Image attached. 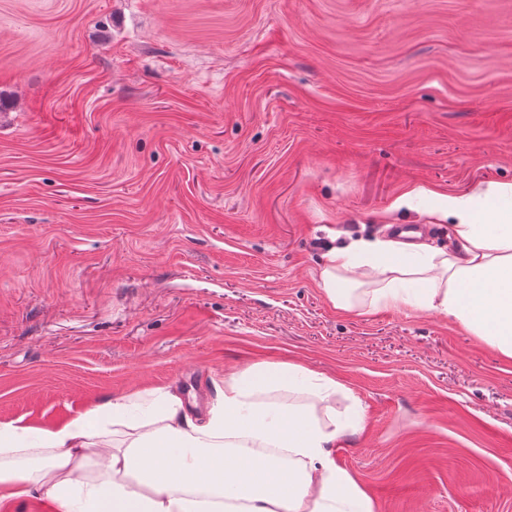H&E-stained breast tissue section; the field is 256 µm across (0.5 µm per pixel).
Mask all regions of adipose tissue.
Returning <instances> with one entry per match:
<instances>
[{
    "label": "adipose tissue",
    "mask_w": 512,
    "mask_h": 512,
    "mask_svg": "<svg viewBox=\"0 0 512 512\" xmlns=\"http://www.w3.org/2000/svg\"><path fill=\"white\" fill-rule=\"evenodd\" d=\"M447 248L360 238L323 256L336 310L402 307L447 316L512 360V184L438 198ZM201 415L165 388L109 399L53 428L0 422V512L32 495L51 512H376L334 463L364 410L337 415L336 378L255 363L215 383ZM99 472L82 478L89 463Z\"/></svg>",
    "instance_id": "obj_1"
}]
</instances>
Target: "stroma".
Returning <instances> with one entry per match:
<instances>
[{"instance_id": "stroma-1", "label": "stroma", "mask_w": 512, "mask_h": 512, "mask_svg": "<svg viewBox=\"0 0 512 512\" xmlns=\"http://www.w3.org/2000/svg\"><path fill=\"white\" fill-rule=\"evenodd\" d=\"M0 110V422L298 362L362 405L332 457L376 512H512V361L319 286L512 183V0H0Z\"/></svg>"}]
</instances>
